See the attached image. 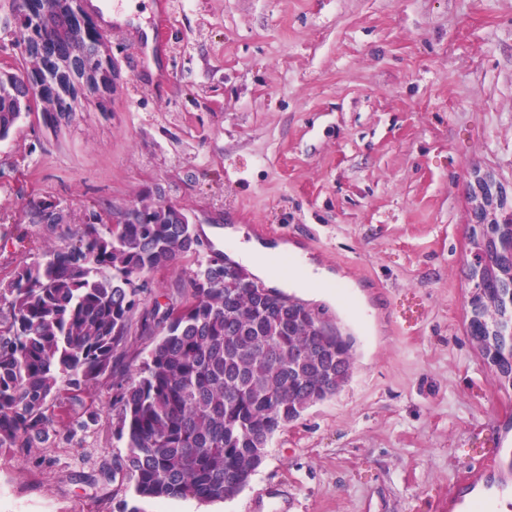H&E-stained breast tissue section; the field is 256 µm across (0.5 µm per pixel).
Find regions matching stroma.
<instances>
[{
	"mask_svg": "<svg viewBox=\"0 0 512 512\" xmlns=\"http://www.w3.org/2000/svg\"><path fill=\"white\" fill-rule=\"evenodd\" d=\"M155 0L105 35V105L32 112L0 141V279L65 245L93 214L144 192L335 274L288 287L355 339L348 383L271 440L227 501L142 500L140 512H448L484 449L512 459V388L467 334L468 192L512 197V0ZM18 0H0V72L25 76ZM54 203L50 230L34 203ZM224 252L145 279L138 316ZM113 381L63 403L97 417L69 441L0 448V512H113L134 482L113 467ZM112 480L97 483L101 471Z\"/></svg>",
	"mask_w": 512,
	"mask_h": 512,
	"instance_id": "obj_1",
	"label": "stroma"
}]
</instances>
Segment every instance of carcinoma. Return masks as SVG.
Listing matches in <instances>:
<instances>
[{
	"instance_id": "cac0c4a2",
	"label": "carcinoma",
	"mask_w": 512,
	"mask_h": 512,
	"mask_svg": "<svg viewBox=\"0 0 512 512\" xmlns=\"http://www.w3.org/2000/svg\"><path fill=\"white\" fill-rule=\"evenodd\" d=\"M19 5L30 73L42 71L29 52L34 29ZM40 37L52 50L93 64L103 36L67 18ZM65 106L59 97L23 86L0 73V140L25 112ZM141 210L124 223L85 225L77 239L49 249L0 284L9 317L0 325V448H32L50 435L66 440L95 420L67 422L54 413L123 359L141 288L136 282L195 254L201 245L190 216L145 192ZM39 222L55 229L63 220L52 203L35 207ZM179 306L155 303L152 318L165 334L139 369L114 383L119 436L128 452L117 470L134 480L139 498H233L259 466L272 434L297 420L329 394L330 380L353 367L336 336L319 331V311L295 296H262L258 285L224 273V260L201 264L183 286ZM486 321L505 313L499 299L512 283L472 282Z\"/></svg>"
}]
</instances>
